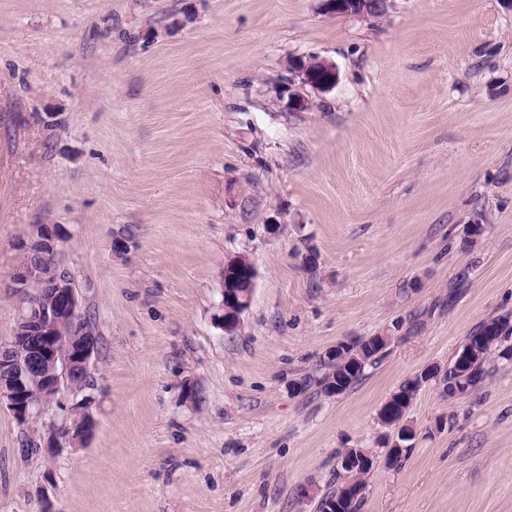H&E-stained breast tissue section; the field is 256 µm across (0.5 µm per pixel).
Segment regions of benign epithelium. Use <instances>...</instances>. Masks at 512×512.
Here are the masks:
<instances>
[{
  "label": "benign epithelium",
  "instance_id": "1",
  "mask_svg": "<svg viewBox=\"0 0 512 512\" xmlns=\"http://www.w3.org/2000/svg\"><path fill=\"white\" fill-rule=\"evenodd\" d=\"M330 14L374 16L387 10L388 0H322ZM295 73L304 84L327 90L338 80L336 68L321 59L309 65H295ZM59 236L51 224L36 226L30 240L24 244L39 247L36 257L27 264H20L13 270L11 278L18 288H26L37 280L42 291L49 296L46 304H33L31 310L18 318L14 335L24 340L28 347L26 373L40 374V391L58 393L69 378L87 375L97 354V342L92 328L84 324L82 305L69 276L46 263V252L57 250ZM226 267L234 274L223 278L222 314L217 320L224 331H234L242 314L248 308L255 287L256 269L252 260L239 255L230 259ZM231 305L234 315L228 316L225 305ZM5 400L8 410L20 424L29 423L43 410L36 396L30 391L25 380L13 370V359L7 348L0 346V400ZM94 398L87 395L72 403L80 412L78 419L64 424L66 435L59 436L52 429L43 439V447L50 453L62 448V443L72 447H83L88 442L96 425L91 413Z\"/></svg>",
  "mask_w": 512,
  "mask_h": 512
}]
</instances>
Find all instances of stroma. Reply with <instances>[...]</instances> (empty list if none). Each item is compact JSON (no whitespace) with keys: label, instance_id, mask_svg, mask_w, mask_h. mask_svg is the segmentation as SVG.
<instances>
[{"label":"stroma","instance_id":"obj_1","mask_svg":"<svg viewBox=\"0 0 512 512\" xmlns=\"http://www.w3.org/2000/svg\"><path fill=\"white\" fill-rule=\"evenodd\" d=\"M312 57L329 91L296 82ZM37 224L99 336L96 427L51 455L74 393L26 425L0 406V512H319L349 448L379 460L359 512H512V335L466 398L422 388L391 468L378 421L512 314V0H0V344ZM379 335L325 394L327 351ZM330 14L375 16L387 10L388 0H322ZM310 65L312 66L307 64L300 66L297 63L293 67L301 83L323 90H327L336 84L338 73L332 64L316 58V60L310 62ZM227 269H232L236 273L244 272L246 274V278L244 282H242L238 287L237 277L231 274L228 277H223L222 291H221V304L220 308L222 314L217 316V320L221 326H223L224 331L232 332L234 331L240 323L242 314L248 308L252 296L253 290L255 287V278H256V269L252 262V260L245 256L239 255L232 259H230L226 263ZM225 302H227L230 306H233V309H226ZM226 312H234L233 316H226ZM379 339V336H372L370 338L354 342L355 347H360L362 354L358 357L360 362L355 366H351L352 362L350 364H344L342 361H332L330 358H327V361L325 362V372L320 378H318L317 383L321 386L323 383L331 379L341 386L342 394L353 388V386L363 376L365 368L367 366L377 365L384 357V354L379 355V352L381 350V353H385L388 339L386 336L382 337V340L385 342L382 349L377 343ZM335 383H330L332 385L329 387V392L332 395L336 394V385L334 386Z\"/></svg>","mask_w":512,"mask_h":512}]
</instances>
